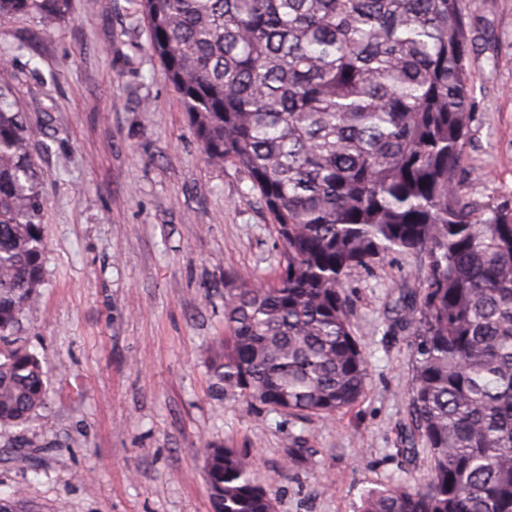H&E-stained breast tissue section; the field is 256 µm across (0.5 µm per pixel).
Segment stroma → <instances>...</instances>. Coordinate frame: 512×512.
Here are the masks:
<instances>
[{
    "mask_svg": "<svg viewBox=\"0 0 512 512\" xmlns=\"http://www.w3.org/2000/svg\"><path fill=\"white\" fill-rule=\"evenodd\" d=\"M466 16L459 177L483 206L512 194V0H466ZM0 88L35 131L44 275L17 344L48 375L45 406L0 426V497L23 491L35 512H212L211 443L255 455L276 512H358L368 490L426 475L407 395L413 327L396 321L402 298L423 293L424 254L347 278L368 370L355 405L326 418L248 411L216 387L208 356L225 274L274 283L280 243L244 170L208 163L137 0H71L50 29L32 14L0 22ZM297 436L307 453L292 464Z\"/></svg>",
    "mask_w": 512,
    "mask_h": 512,
    "instance_id": "obj_1",
    "label": "stroma"
}]
</instances>
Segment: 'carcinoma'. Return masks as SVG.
I'll return each mask as SVG.
<instances>
[{
  "mask_svg": "<svg viewBox=\"0 0 512 512\" xmlns=\"http://www.w3.org/2000/svg\"><path fill=\"white\" fill-rule=\"evenodd\" d=\"M147 48L214 166L246 171L281 245L268 288L224 282L209 359L252 410L325 417L362 397L349 273L427 258L401 308L416 343L409 397L427 477L360 512H512V197L477 208L456 176L469 140L464 0H139ZM70 0H0V19H64ZM33 131L0 90V425L45 404L47 372L17 346L43 283ZM213 512H275L249 453L205 449Z\"/></svg>",
  "mask_w": 512,
  "mask_h": 512,
  "instance_id": "cac0c4a2",
  "label": "carcinoma"
}]
</instances>
